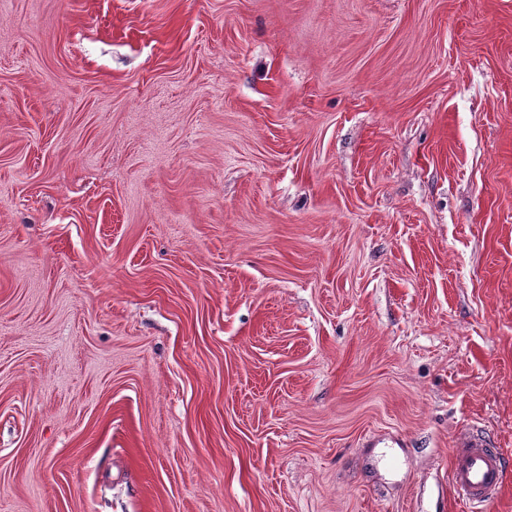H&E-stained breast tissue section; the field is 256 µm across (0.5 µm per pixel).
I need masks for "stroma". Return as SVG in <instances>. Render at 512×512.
<instances>
[{"instance_id":"obj_1","label":"stroma","mask_w":512,"mask_h":512,"mask_svg":"<svg viewBox=\"0 0 512 512\" xmlns=\"http://www.w3.org/2000/svg\"><path fill=\"white\" fill-rule=\"evenodd\" d=\"M512 458V0H0V512H464ZM508 464L492 448L488 437L478 432H463L451 448L449 481L457 497L466 505H484L499 493Z\"/></svg>"}]
</instances>
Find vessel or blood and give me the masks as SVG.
I'll use <instances>...</instances> for the list:
<instances>
[{"label": "vessel or blood", "mask_w": 512, "mask_h": 512, "mask_svg": "<svg viewBox=\"0 0 512 512\" xmlns=\"http://www.w3.org/2000/svg\"><path fill=\"white\" fill-rule=\"evenodd\" d=\"M508 464L492 448L487 436L464 432L457 436L451 450L449 481L457 497L466 505H482L499 493Z\"/></svg>", "instance_id": "1"}]
</instances>
